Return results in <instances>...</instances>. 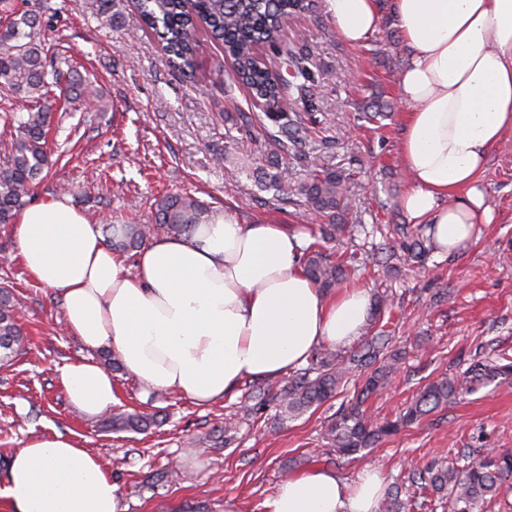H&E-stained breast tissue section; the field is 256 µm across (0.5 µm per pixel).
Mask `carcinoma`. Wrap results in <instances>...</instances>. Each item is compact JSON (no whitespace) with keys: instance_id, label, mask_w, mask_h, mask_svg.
Returning <instances> with one entry per match:
<instances>
[{"instance_id":"carcinoma-1","label":"carcinoma","mask_w":512,"mask_h":512,"mask_svg":"<svg viewBox=\"0 0 512 512\" xmlns=\"http://www.w3.org/2000/svg\"><path fill=\"white\" fill-rule=\"evenodd\" d=\"M144 25L165 41L169 63L181 70H194L198 35L221 45L230 59L235 82L245 87L252 101H277L288 97L290 111L265 117L276 131L269 137L278 152L254 168L256 177L275 196L291 203L303 200L308 210L328 221L323 238L341 237L347 230L345 216L353 205L349 185L354 171L330 167L313 156L310 130L320 124L314 87L319 83L312 51L283 43L281 32L288 21L313 12L316 0H137ZM88 5L116 21L119 0H90ZM0 89L35 104V111L10 115V139L0 153V224H10L24 209L37 179L49 165L48 134L58 111L57 104L100 96L70 68L62 71V58L49 52L42 34L40 15L17 10L11 0H0ZM53 75L59 94L49 96L47 75ZM298 99H293V94ZM237 139L251 141L257 122L254 112H238L227 117ZM305 168L306 177L297 181L293 167ZM218 213L190 194H166L156 201L154 223L103 225L106 243L116 252L130 253L143 248L160 235L187 234L196 224L212 220ZM429 225L390 224L388 233L396 242L381 251L359 257L332 258L320 249H306L304 270L317 288L330 293L349 278L350 267L424 264L432 247L426 234ZM393 295L376 292L372 320L393 306ZM390 336L384 329L365 337L360 344L345 349L323 345L316 349L308 365L280 385L264 388L279 409L283 420L298 416L336 397L365 369L369 375L353 384V396L329 420L327 454L339 462L348 461L366 448L420 420L439 406L472 394L488 383L512 376V364L498 365L477 359L457 375H444L429 383L407 411L394 421L373 422L364 405L385 385L399 361L389 352ZM26 353L25 336L16 315L12 293L0 288V362H9ZM156 422V415L128 412L121 408L105 419L114 432H139ZM512 479V457L488 455L480 461L462 454L438 461L412 473L411 482L420 495L429 494L449 502L450 512H481L482 506L497 496L505 480ZM399 491H389L379 512H405Z\"/></svg>"}]
</instances>
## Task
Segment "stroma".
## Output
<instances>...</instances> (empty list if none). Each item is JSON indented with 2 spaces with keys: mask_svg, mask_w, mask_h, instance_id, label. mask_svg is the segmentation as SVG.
<instances>
[{
  "mask_svg": "<svg viewBox=\"0 0 512 512\" xmlns=\"http://www.w3.org/2000/svg\"><path fill=\"white\" fill-rule=\"evenodd\" d=\"M29 3L43 8L47 44L66 48L83 77L103 90L107 106L101 112L81 100L57 114L35 202L65 201L95 222L109 218L119 225L151 222L158 198L188 193L247 223L304 225L310 242H323L319 221L304 207L259 190L253 169L275 149L263 129H256L253 144L230 138L225 113L246 112L253 104L232 79L212 82L215 70L230 68L220 47L202 42L189 78L171 66L160 38L143 28L136 0H123L114 25L83 0ZM284 37L308 42L317 67L332 75L315 89L323 124L314 152L357 171L351 192L365 229L327 248L338 255L352 244L363 252L383 247L376 228L405 223L398 200L410 186L399 151L406 105L396 74L407 53L398 33L384 22L363 46L350 47L321 6L291 21ZM218 151L227 156L224 164L213 161ZM480 188L494 220L478 225L459 250L430 254L425 266L402 267L393 277L373 265L350 276V285L369 293L394 294L390 346L406 354L367 403L375 420L396 419L429 382L465 370L474 358L512 361V131L490 150ZM18 251L14 225H0V286H9L30 340L27 356L0 367V486L15 452L31 439L58 433L101 459L124 512H264L291 465L300 471L330 465L348 482L373 468L408 500L415 494L409 473L434 461L466 450L476 460L512 455V381L460 397L335 465L322 453L324 427L345 402L342 393L282 422L272 406L260 417L247 416L256 399L245 388L199 405L178 392L148 388L122 370L114 375L117 405L158 413L161 422L143 434L105 431L101 417H86L69 403L60 378L63 366L92 352L64 331L59 291L33 280ZM227 418L236 423L232 444L190 452L193 437ZM164 468L177 469V481H157Z\"/></svg>",
  "mask_w": 512,
  "mask_h": 512,
  "instance_id": "1",
  "label": "stroma"
}]
</instances>
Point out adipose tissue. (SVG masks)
I'll list each match as a JSON object with an SVG mask.
<instances>
[{
  "mask_svg": "<svg viewBox=\"0 0 512 512\" xmlns=\"http://www.w3.org/2000/svg\"><path fill=\"white\" fill-rule=\"evenodd\" d=\"M341 40L362 46L391 13L408 58L398 89L407 106L400 153L411 175L399 206L431 225L435 252L469 242L492 214L478 188L492 147L512 129V0H326ZM19 257L41 285L59 290L65 327L90 349L115 352L156 390L199 404L246 380H271L304 365L324 343L360 335L369 293L323 294L301 265L300 228L244 223L231 214L153 242L127 264L99 225L61 201L19 216ZM72 405L88 415L117 398L96 362L65 366ZM379 472L349 483L325 467L282 481L266 512H377ZM10 512H122L97 456L67 436L35 438L16 452L0 488Z\"/></svg>",
  "mask_w": 512,
  "mask_h": 512,
  "instance_id": "adipose-tissue-1",
  "label": "adipose tissue"
}]
</instances>
